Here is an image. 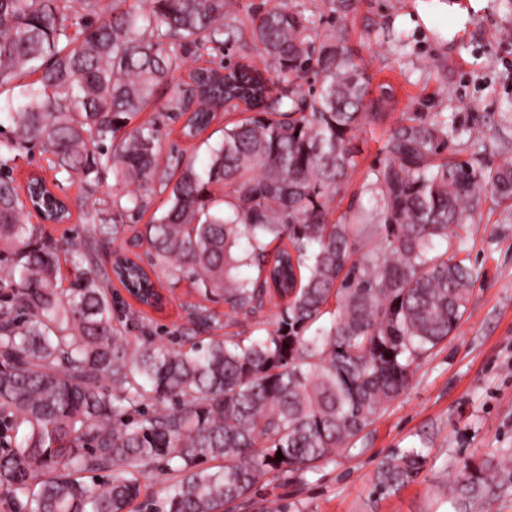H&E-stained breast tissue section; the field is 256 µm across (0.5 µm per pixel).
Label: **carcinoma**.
<instances>
[{
    "label": "carcinoma",
    "instance_id": "cac0c4a2",
    "mask_svg": "<svg viewBox=\"0 0 512 512\" xmlns=\"http://www.w3.org/2000/svg\"><path fill=\"white\" fill-rule=\"evenodd\" d=\"M249 40L264 65L174 75L191 48ZM313 76L303 91L298 81ZM205 132L224 125L201 163L162 160L157 130H126L158 87ZM370 95L366 66L321 19L285 0L244 22L232 0H0V505L6 512H129L157 463L176 474L163 512H229L259 483L299 480L356 449L464 316L474 273L459 255L483 200L512 206V163L487 162V132L446 112L402 114L366 176L369 206L330 222L355 167ZM51 157L57 182L108 197L83 213L61 287L59 248L30 221L71 218L35 177L14 186L16 160ZM166 195L163 212L130 238L149 265L100 251L124 218ZM224 303V326L280 306L262 334L155 342L119 308L112 283L138 304L165 297L156 267ZM194 331L219 324L187 306ZM141 324L145 336L130 335ZM283 458L276 459L277 453ZM499 456L465 461L448 488L450 512H470L512 486ZM427 462L413 446L382 462L385 493Z\"/></svg>",
    "mask_w": 512,
    "mask_h": 512
}]
</instances>
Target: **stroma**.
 <instances>
[{
	"label": "stroma",
	"mask_w": 512,
	"mask_h": 512,
	"mask_svg": "<svg viewBox=\"0 0 512 512\" xmlns=\"http://www.w3.org/2000/svg\"><path fill=\"white\" fill-rule=\"evenodd\" d=\"M321 15L327 31L343 36L364 58L372 86L390 88L391 119L404 112L444 110L461 122L497 120L490 133L491 162H512V0H355L349 14L329 13L324 0H288ZM166 88H159L140 121L159 129L163 153L203 156L242 111H224L204 136L190 139L182 120L170 119ZM383 126L362 124L360 153L338 196L339 212L358 200L369 169L381 161ZM475 274L468 308L448 340L412 375L407 388L373 424L352 454L338 457L303 480L265 485L233 512H448V488L463 460L512 449V210L484 202L467 239ZM161 310L143 309L158 342L177 345L190 334L185 306L199 296L190 281L170 284ZM426 446L427 463L409 484L389 494L375 490L383 460Z\"/></svg>",
	"instance_id": "stroma-1"
}]
</instances>
